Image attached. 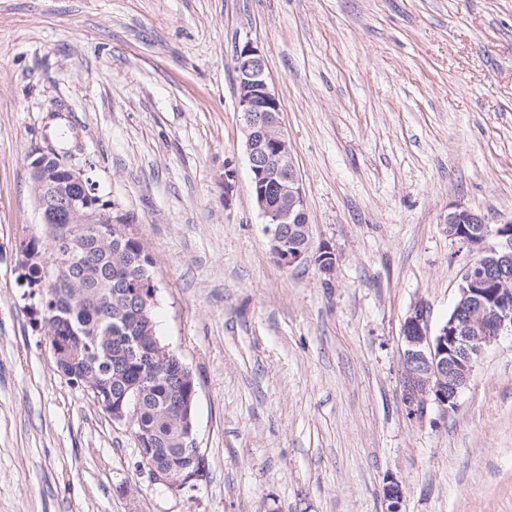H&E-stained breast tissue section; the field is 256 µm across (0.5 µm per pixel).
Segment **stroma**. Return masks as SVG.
<instances>
[{
  "mask_svg": "<svg viewBox=\"0 0 512 512\" xmlns=\"http://www.w3.org/2000/svg\"><path fill=\"white\" fill-rule=\"evenodd\" d=\"M278 92L313 246L284 268L251 193L233 54ZM92 164L145 244L157 332L198 382L207 471L173 491L58 372L20 241L32 151ZM235 172L232 197L223 189ZM464 204L512 216V0H0V512H512V335L454 412L408 418L403 321L447 320Z\"/></svg>",
  "mask_w": 512,
  "mask_h": 512,
  "instance_id": "obj_1",
  "label": "stroma"
}]
</instances>
